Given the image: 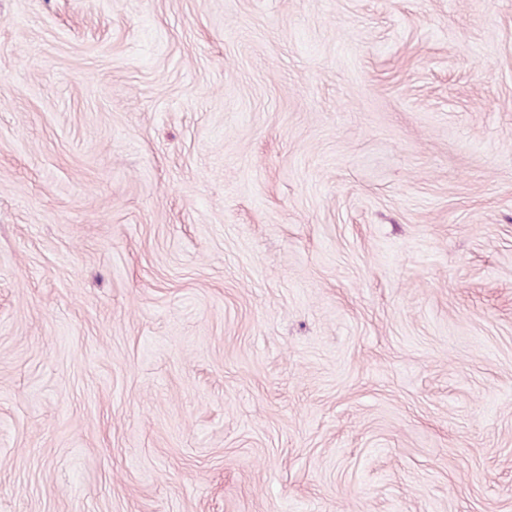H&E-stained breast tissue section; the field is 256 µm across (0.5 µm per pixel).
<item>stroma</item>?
Masks as SVG:
<instances>
[{
	"label": "stroma",
	"instance_id": "1",
	"mask_svg": "<svg viewBox=\"0 0 512 512\" xmlns=\"http://www.w3.org/2000/svg\"><path fill=\"white\" fill-rule=\"evenodd\" d=\"M0 512H512V0H0Z\"/></svg>",
	"mask_w": 512,
	"mask_h": 512
}]
</instances>
